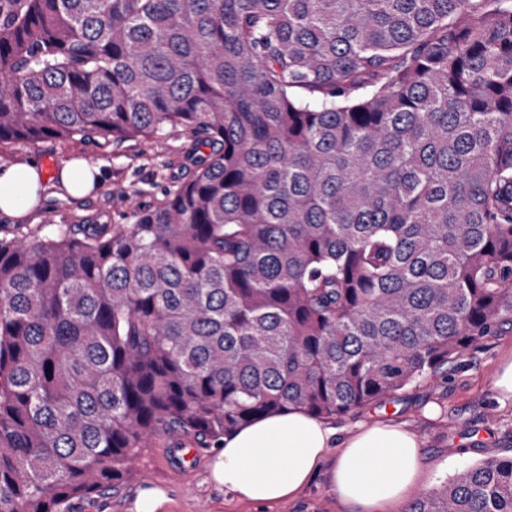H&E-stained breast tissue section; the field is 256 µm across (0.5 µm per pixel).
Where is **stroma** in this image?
Masks as SVG:
<instances>
[{
	"label": "stroma",
	"instance_id": "35a3bbf8",
	"mask_svg": "<svg viewBox=\"0 0 512 512\" xmlns=\"http://www.w3.org/2000/svg\"><path fill=\"white\" fill-rule=\"evenodd\" d=\"M190 136L165 129L151 139L101 146L99 138L60 141L45 139L0 146V163L37 158L47 169L83 157L99 165L104 183L85 199L45 193L34 213L24 219L0 214V236L35 230L42 224H126L137 206L162 199L181 178L182 157ZM512 349V325L485 337L448 367L447 380L424 381L399 393L394 400L370 404L355 412L328 418L339 437L357 425L391 418L417 436L426 458L424 489L452 475L463 465L494 455H512V403L496 398L493 378L503 354ZM219 451L197 448L190 461L175 464L163 443L140 449L137 475L104 496L74 502L70 512H137L143 493H161V512H344L325 474H318L296 497L266 509L240 502L212 476Z\"/></svg>",
	"mask_w": 512,
	"mask_h": 512
}]
</instances>
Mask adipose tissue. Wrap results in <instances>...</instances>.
<instances>
[{
	"label": "adipose tissue",
	"mask_w": 512,
	"mask_h": 512,
	"mask_svg": "<svg viewBox=\"0 0 512 512\" xmlns=\"http://www.w3.org/2000/svg\"><path fill=\"white\" fill-rule=\"evenodd\" d=\"M99 175L82 158L51 173L34 159L0 164V212L26 216L51 187L83 198ZM424 468L419 442L405 424H364L341 440L336 429L294 408L225 437L212 475L239 500L272 505L298 495L323 471L347 512H391L422 480Z\"/></svg>",
	"instance_id": "obj_1"
}]
</instances>
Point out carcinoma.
<instances>
[{
	"label": "carcinoma",
	"mask_w": 512,
	"mask_h": 512,
	"mask_svg": "<svg viewBox=\"0 0 512 512\" xmlns=\"http://www.w3.org/2000/svg\"><path fill=\"white\" fill-rule=\"evenodd\" d=\"M166 128L188 175L132 223L0 237V512L512 322V0H0V144ZM405 512H512V455Z\"/></svg>",
	"instance_id": "1"
}]
</instances>
